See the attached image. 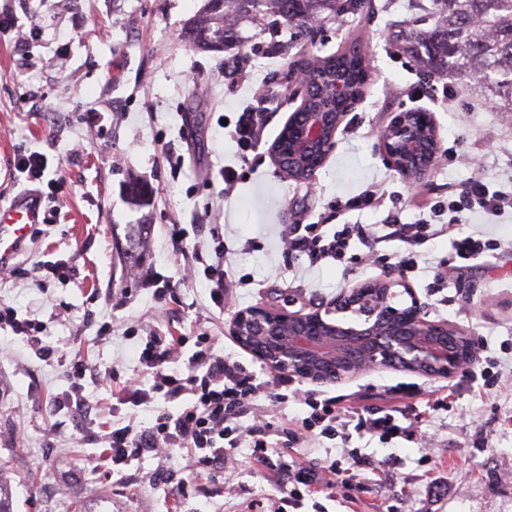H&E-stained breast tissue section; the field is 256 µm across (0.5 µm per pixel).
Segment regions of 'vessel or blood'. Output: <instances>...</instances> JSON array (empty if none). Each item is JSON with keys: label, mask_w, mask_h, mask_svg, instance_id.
Instances as JSON below:
<instances>
[{"label": "vessel or blood", "mask_w": 512, "mask_h": 512, "mask_svg": "<svg viewBox=\"0 0 512 512\" xmlns=\"http://www.w3.org/2000/svg\"><path fill=\"white\" fill-rule=\"evenodd\" d=\"M41 220L42 200L37 192H20L8 206H0V267L8 265Z\"/></svg>", "instance_id": "1"}]
</instances>
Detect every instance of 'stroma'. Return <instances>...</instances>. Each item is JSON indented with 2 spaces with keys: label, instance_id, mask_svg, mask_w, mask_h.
Segmentation results:
<instances>
[{
  "label": "stroma",
  "instance_id": "obj_1",
  "mask_svg": "<svg viewBox=\"0 0 512 512\" xmlns=\"http://www.w3.org/2000/svg\"><path fill=\"white\" fill-rule=\"evenodd\" d=\"M430 0H364L358 10L326 18L312 35L296 36L281 20L260 12L245 22L243 49L199 52L187 47L185 21L204 0H0L18 25L0 30V206L27 185L14 175L15 155L41 150L59 163V184L45 186V207L60 209L49 233L28 239L13 266L33 269L71 260L79 270L68 284L31 288L23 277L0 279V303L46 327L55 356L39 360L26 343L0 331V461L7 467L13 512H67L69 501L106 502L109 512H283L288 465L323 470L357 448L370 468L348 477L334 499L305 497L297 512H512V212L469 214L464 233L495 242L478 259H456L447 237L415 246L418 268L403 274L430 318L467 330L477 341L469 375L428 378L394 368L360 373L331 385H309L332 398L338 411L396 409L411 421L410 439L383 443L371 436L341 440L308 437L301 447L276 449L273 468L257 469L249 449H236L223 474L200 469L174 449L144 455L112 479L93 470L101 443L77 429L55 397L69 387L66 370L81 355L96 374L86 394L99 422L124 417L115 395L138 370L149 332L215 338L216 353L271 370L229 335L237 311L272 305L289 312L328 306L349 285L379 277L400 242L368 249L353 241V269L293 259L284 243L292 224H359L373 233L388 213L410 224L431 206L461 195L485 178L512 191V114L469 89L465 78L422 71L399 37L426 12ZM363 47L371 80L352 107L338 145L314 180L300 183L274 165L268 148L301 104L294 74L301 59ZM268 92L267 127L260 145L240 156L225 139L223 122H236L257 93ZM434 113L441 150L417 194L385 161L380 135L394 113ZM232 166L238 184L222 196L218 175ZM150 184L149 206L128 203L125 187ZM381 186V207L346 210L347 199ZM145 224L141 270L169 280L177 303L159 305L121 260L127 225ZM194 224L198 241L224 235L226 265L241 282L215 308L202 280L183 277L172 252L175 225ZM111 323L112 336L97 330ZM488 374L484 387L476 378ZM444 399L445 409L433 407ZM190 475L189 498L173 495L156 474ZM52 487H44L45 474Z\"/></svg>",
  "mask_w": 512,
  "mask_h": 512
}]
</instances>
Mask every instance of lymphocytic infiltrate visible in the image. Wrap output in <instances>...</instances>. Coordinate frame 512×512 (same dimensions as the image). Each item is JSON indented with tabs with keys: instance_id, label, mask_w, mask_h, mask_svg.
I'll list each match as a JSON object with an SVG mask.
<instances>
[{
	"instance_id": "lymphocytic-infiltrate-1",
	"label": "lymphocytic infiltrate",
	"mask_w": 512,
	"mask_h": 512,
	"mask_svg": "<svg viewBox=\"0 0 512 512\" xmlns=\"http://www.w3.org/2000/svg\"><path fill=\"white\" fill-rule=\"evenodd\" d=\"M266 110L265 95H258L255 105L241 113L229 130V137L241 152H248L261 142L267 127ZM448 209L452 214L450 224L435 229L424 221L389 223L382 226L380 234L374 235L372 241L376 244L395 239L406 244L420 240L425 242L446 235L453 228L457 231L456 236H451L456 256L470 261L482 255L485 246L481 240L459 233V226L466 223L468 213L473 211L497 215L512 210V196L490 190L486 183L477 180L470 184L463 200L449 203ZM356 233L355 226L351 224L334 231L327 230L322 224H293L287 236L296 257H307L309 263L315 265L325 260L345 262ZM189 236L187 229H178L172 249L177 255L193 256L195 263L201 264L210 300L216 308H223L224 295L232 280L231 272L224 267V240L215 238L213 255L207 259L201 249L190 248ZM2 329L23 336L27 345L40 357H51L53 349L41 338L45 327L40 321L19 317L13 307L0 305ZM190 343L195 349L188 356L184 369H173L175 358ZM138 362L150 381L145 384L141 378L135 377L124 382L118 392L119 401L139 407L154 403L160 396L177 403L178 409L173 413L157 411L152 421L141 428L119 420L100 425L98 437L107 448L113 476L123 477L125 466L144 454L170 448L185 450L199 466L220 471L229 453L244 442L249 445L254 464L267 466L274 448L268 433L261 428L246 431L241 426L242 418L250 413L261 396L267 395L271 384L255 370L241 361L215 354L211 336L204 333L198 334L192 342L184 336L166 338L150 334ZM303 402L308 411L300 423L279 429L286 447H298L304 438L315 433L329 440L338 438L345 442L356 434L376 436L388 442L410 433L409 427L393 410H385L378 415L357 411L342 415L337 413L333 399L321 400L308 395Z\"/></svg>"
}]
</instances>
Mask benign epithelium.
<instances>
[{
  "label": "benign epithelium",
  "instance_id": "7a95c632",
  "mask_svg": "<svg viewBox=\"0 0 512 512\" xmlns=\"http://www.w3.org/2000/svg\"><path fill=\"white\" fill-rule=\"evenodd\" d=\"M346 113L327 104L289 116L269 147L278 169L302 181L316 172L336 148ZM387 162L410 183L422 185L440 151L431 112H396L380 136ZM403 285L395 273L348 286L332 306L307 314L256 306L236 314L229 333L267 368L313 383H337L360 372L397 367L427 377H452L475 358L469 334L446 321L428 319L425 307L391 303L392 288Z\"/></svg>",
  "mask_w": 512,
  "mask_h": 512
}]
</instances>
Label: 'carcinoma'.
I'll return each instance as SVG.
<instances>
[{"label": "carcinoma", "instance_id": "carcinoma-1", "mask_svg": "<svg viewBox=\"0 0 512 512\" xmlns=\"http://www.w3.org/2000/svg\"><path fill=\"white\" fill-rule=\"evenodd\" d=\"M360 4L361 0H206L205 10L185 23V42L201 51L218 43L232 49L241 41L239 26L260 5L300 34L306 22L325 13L350 12ZM431 4L427 15L410 23L403 35L407 49L432 75L479 77L473 89L492 100L497 111L512 112V0H431ZM305 63L330 86L343 81L353 93L364 87L353 48ZM147 230L146 224L129 227L123 254L132 265L140 262V243ZM0 512H13L11 487L1 464Z\"/></svg>", "mask_w": 512, "mask_h": 512}]
</instances>
